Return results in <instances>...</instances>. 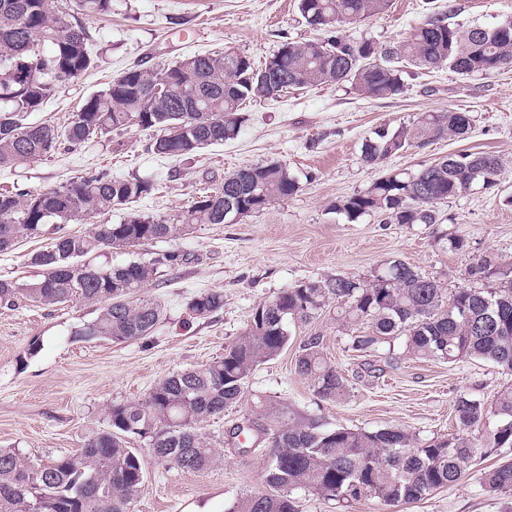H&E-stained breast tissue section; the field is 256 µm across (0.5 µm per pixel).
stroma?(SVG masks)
Wrapping results in <instances>:
<instances>
[{
	"label": "stroma",
	"mask_w": 512,
	"mask_h": 512,
	"mask_svg": "<svg viewBox=\"0 0 512 512\" xmlns=\"http://www.w3.org/2000/svg\"><path fill=\"white\" fill-rule=\"evenodd\" d=\"M438 12L463 30L492 27L512 21V0H390L383 14L344 25L340 32L391 48ZM83 23L94 67L78 80L57 84L31 122L67 125L87 96L131 69L157 70L215 51L248 56L259 67L283 41L317 35L297 0H113L111 15ZM402 81V92L387 99L326 84L247 103L234 139L205 147L188 161L148 152L153 132L131 127L21 167L0 168V192L49 189L94 171L147 178L155 189L134 204L147 213L184 208L204 191L221 188L225 175L245 165L279 162L300 183L296 195L243 221L201 224L174 241L189 259L147 286L146 295L161 303L163 316L144 339L77 340L76 330L95 317L88 305L0 308V448L38 463L76 454L91 434L107 428L112 404L144 400L162 378L222 357L225 346L242 336L258 303L298 282L363 279L398 258L450 292L475 287L467 270L483 255L512 258V66L469 77L446 66L407 67ZM448 110L469 115L465 139H440L375 165L363 161L362 143L375 129ZM465 151L499 156L498 184L441 201L436 224H388L378 213L350 222L336 210L339 199L390 172H415ZM122 216L115 210L90 222L46 225L42 237L21 239L14 250L0 253V279L33 278L31 255L54 237L83 233L94 222L116 224ZM456 236L465 248L449 249V238ZM204 290L222 292L224 307L210 317L192 318L188 304ZM314 335L322 339L325 359L346 378L347 398L321 400L296 372L299 346ZM393 343L390 349L351 351L332 305L293 328L287 349L257 366L242 400L202 424V433L223 451L218 466L183 470L159 460L145 440L132 439L146 475L132 512H225L240 493L268 492L261 455L241 456L229 436L260 400H278L327 428L398 427L427 441L457 434V396L490 404L512 384V375L491 362L448 365L403 353L402 337ZM350 512H512V493L485 492L473 472L417 502L389 507L366 499Z\"/></svg>",
	"instance_id": "stroma-1"
}]
</instances>
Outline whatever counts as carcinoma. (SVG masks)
Here are the masks:
<instances>
[{"label": "carcinoma", "mask_w": 512, "mask_h": 512, "mask_svg": "<svg viewBox=\"0 0 512 512\" xmlns=\"http://www.w3.org/2000/svg\"><path fill=\"white\" fill-rule=\"evenodd\" d=\"M75 5L77 11L70 14L55 10L51 0H0V167H19L63 145L80 147L132 126L157 131L149 146L153 153L189 157L234 138L245 121L246 100H276L287 87L346 83L364 97L383 99L402 91L405 63L428 70L447 66L462 76L512 64V21L461 30L436 15L390 49L336 35L337 26L348 20L383 13L388 0H299L308 26L329 36L321 42L281 44L264 63L280 76L275 83L244 55L228 61L222 53L195 54L152 72H124L89 95L64 127L32 123L30 114L53 94L56 83L74 81L94 67L79 16L110 15L112 0H75ZM35 36L48 51L34 48ZM160 83L166 91L156 95ZM469 129L465 112L424 113L410 125L374 131L363 142L362 158L376 164L448 136L463 138ZM501 166L492 153L450 155L414 173L379 179L346 197L336 210L350 221L381 213L391 224H434L438 202L474 186H497ZM299 189L285 165H249L224 176L221 190L181 210L130 212L117 224H93L84 234L59 236L31 256V265L39 269L35 278L0 280V306L80 301L97 311L75 332L80 339L117 344L144 339L162 308L141 291L163 269L188 261L187 255L169 249L117 266L96 265L95 258L114 249L176 241L197 224H222L227 206L247 218ZM152 190L149 179L89 173L43 191L0 193V253L13 249L24 235L42 236L47 224L126 209ZM468 277L497 287L458 288L447 297L440 282L401 259H389L369 279L338 276L280 290L253 308L243 335L224 349L223 357L161 379L142 402L113 404L108 428L89 437L78 454L34 463L0 448V512H130L145 482L138 451L130 446L133 436L180 469L214 468L221 450L201 432L202 423L237 404L256 367L288 347L291 327L310 321L331 301L339 305L345 330L367 328L350 336L354 352L402 336L405 351L417 358L448 364L483 359L511 374L512 263L488 253L468 269ZM223 308L224 294L218 291L204 290L189 302L196 318ZM296 370L323 400L349 395L346 379L324 358L318 336L299 346ZM453 409L461 431L485 429L481 442L466 436L422 442L400 428H324L312 418L291 416L286 405L262 401L246 421L269 434L263 479L277 493H246L225 512H297L291 497L295 490L318 494L341 508L365 498L390 506L420 501L457 483L491 452L512 447V384L489 407L463 394ZM480 483L489 493H511L512 460L481 469Z\"/></svg>", "instance_id": "obj_1"}]
</instances>
